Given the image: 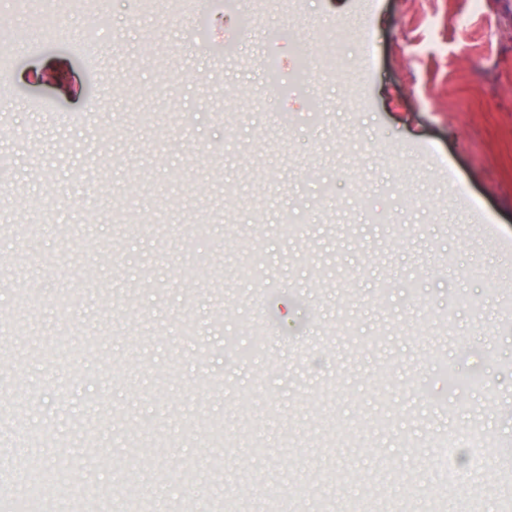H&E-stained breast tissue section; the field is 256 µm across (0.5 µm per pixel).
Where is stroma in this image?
<instances>
[{"mask_svg": "<svg viewBox=\"0 0 512 512\" xmlns=\"http://www.w3.org/2000/svg\"><path fill=\"white\" fill-rule=\"evenodd\" d=\"M468 2L95 0L0 42V310L34 298L0 322V512L512 497V0Z\"/></svg>", "mask_w": 512, "mask_h": 512, "instance_id": "stroma-1", "label": "stroma"}]
</instances>
